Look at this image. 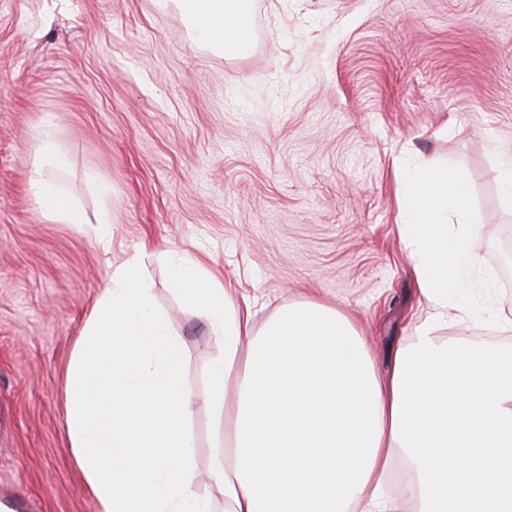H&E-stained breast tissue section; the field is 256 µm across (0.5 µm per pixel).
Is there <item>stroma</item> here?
Returning <instances> with one entry per match:
<instances>
[{
	"instance_id": "1",
	"label": "stroma",
	"mask_w": 512,
	"mask_h": 512,
	"mask_svg": "<svg viewBox=\"0 0 512 512\" xmlns=\"http://www.w3.org/2000/svg\"><path fill=\"white\" fill-rule=\"evenodd\" d=\"M240 58L195 43L157 0H0V499L18 512H100L66 427L75 342L111 268L143 272L181 345L199 474L220 428L203 406L219 353L176 292L173 264L257 303L256 328L316 298L345 312L379 371L420 312L397 225L394 163L465 169L483 225L479 267L442 340L512 351V204L494 177L512 146V0H252ZM78 227L45 219L27 190L44 123ZM112 248L97 245L100 189ZM496 286H482V270Z\"/></svg>"
}]
</instances>
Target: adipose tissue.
<instances>
[{
  "instance_id": "adipose-tissue-1",
  "label": "adipose tissue",
  "mask_w": 512,
  "mask_h": 512,
  "mask_svg": "<svg viewBox=\"0 0 512 512\" xmlns=\"http://www.w3.org/2000/svg\"><path fill=\"white\" fill-rule=\"evenodd\" d=\"M171 3L193 40L218 51L250 18L248 0ZM60 162L44 127L29 194L48 220L87 223L57 188ZM397 174L401 234L428 311L387 373L336 307L308 299L257 332L233 289L174 267L176 290L220 343L204 399L223 425L213 495L196 491L180 342L153 307L140 255L110 270L66 387L68 439L101 512H512V352L435 333L448 316H467L449 310L448 291L477 264L468 174L442 165ZM398 465L408 478L391 498L384 483Z\"/></svg>"
}]
</instances>
